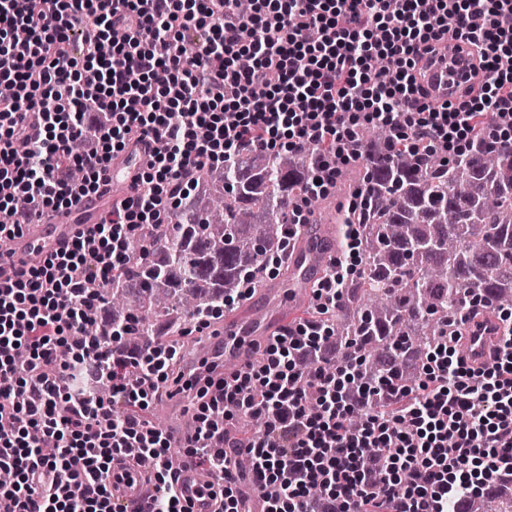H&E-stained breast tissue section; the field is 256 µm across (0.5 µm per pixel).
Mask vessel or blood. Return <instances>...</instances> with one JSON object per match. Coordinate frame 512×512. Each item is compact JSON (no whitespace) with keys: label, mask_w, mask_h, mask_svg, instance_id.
Returning <instances> with one entry per match:
<instances>
[{"label":"vessel or blood","mask_w":512,"mask_h":512,"mask_svg":"<svg viewBox=\"0 0 512 512\" xmlns=\"http://www.w3.org/2000/svg\"><path fill=\"white\" fill-rule=\"evenodd\" d=\"M428 82L433 96L452 98L458 87L471 84L472 78L463 58L449 55L448 59L438 63L428 74ZM142 166V153L131 146L124 152L120 164L114 166L108 190H115L125 171H138ZM74 213H59L58 217L48 218L35 223L22 237L15 239L12 255L0 258V281L15 279L18 270L17 260L31 253L44 255L53 253L70 243L81 230L82 221L91 218L100 210V198L96 195L84 197L74 204ZM325 232L322 225L306 224L302 227L299 243L293 253L292 266L294 276L290 288L296 296H303L307 288L324 275L327 251L324 245ZM257 331L258 335L269 336L274 332L268 322L255 324L254 327L241 326L232 322L225 323L224 334L214 339L205 349V355H212L227 362H243L245 352L250 347L248 334ZM493 336L490 324L468 325L464 343L472 361L483 362ZM176 483L179 495L191 512H217V507L205 496L207 477L195 459L181 458L177 470ZM112 492L116 499L129 508H136L141 502V478L137 467L118 462L112 470Z\"/></svg>","instance_id":"vessel-or-blood-1"}]
</instances>
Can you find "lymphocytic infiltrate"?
Returning <instances> with one entry per match:
<instances>
[{
  "label": "lymphocytic infiltrate",
  "mask_w": 512,
  "mask_h": 512,
  "mask_svg": "<svg viewBox=\"0 0 512 512\" xmlns=\"http://www.w3.org/2000/svg\"><path fill=\"white\" fill-rule=\"evenodd\" d=\"M452 38L477 85L442 101L424 79ZM367 125L392 128L393 151L412 155L454 158L479 132L511 144L512 0H254L247 16L236 0H0V235L97 193L130 145L151 158L110 218L0 283V469L14 475L0 485L4 512H126L110 486L125 453L155 481L137 512H189L165 431L143 415L177 394L196 423L185 455L224 475L208 487L221 512H243L245 482L263 512H468L472 496L512 488V332L478 365L451 332L425 349L413 388L368 382L357 350L330 345L328 318L362 263L355 225L313 290L315 316L278 330L258 360L185 373L178 342L122 350L105 289L197 168L246 148H315L314 182L288 201L297 227L358 162ZM78 138L80 182L66 152ZM90 279L103 291L86 292ZM88 312L99 333L75 341ZM105 376L106 401L87 386ZM245 417L262 429L237 431ZM231 448L248 469L230 467Z\"/></svg>",
  "instance_id": "f902f5d3"
}]
</instances>
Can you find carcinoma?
Returning a JSON list of instances; mask_svg holds the SVG:
<instances>
[{
	"mask_svg": "<svg viewBox=\"0 0 512 512\" xmlns=\"http://www.w3.org/2000/svg\"><path fill=\"white\" fill-rule=\"evenodd\" d=\"M391 132L366 128L354 147L357 177L336 205L313 202L314 224H357L363 269L344 284V300L329 318L336 347L355 345L363 372L375 379L386 358L392 372L404 363L403 345L426 348L465 319L479 296L494 300L478 315L512 310V153L483 136L452 161L389 155ZM387 156V162L373 160ZM316 153L259 157L239 153L215 171L194 175L197 193L171 211L147 248L134 247L124 278L109 292L112 315L129 324L123 350L149 336L177 335L206 307L248 276L262 282L267 256L282 253L288 270V198L306 188ZM367 186L363 205L348 210L351 194ZM471 512H512V499L478 495Z\"/></svg>",
	"mask_w": 512,
	"mask_h": 512,
	"instance_id": "carcinoma-1",
	"label": "carcinoma"
}]
</instances>
